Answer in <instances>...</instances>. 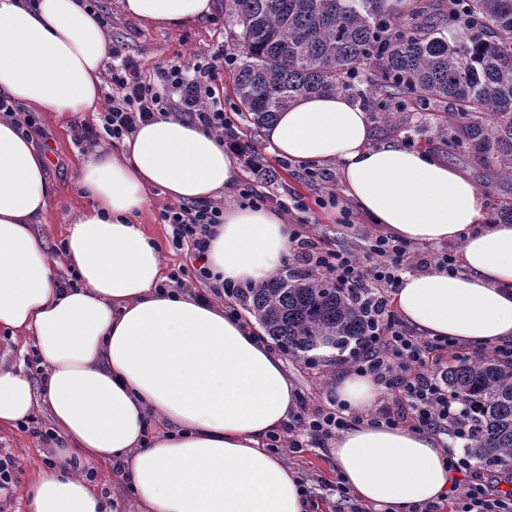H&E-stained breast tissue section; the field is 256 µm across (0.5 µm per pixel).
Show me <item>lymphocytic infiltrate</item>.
Masks as SVG:
<instances>
[{"mask_svg":"<svg viewBox=\"0 0 512 512\" xmlns=\"http://www.w3.org/2000/svg\"><path fill=\"white\" fill-rule=\"evenodd\" d=\"M108 55L112 85L108 107L97 113L94 121L75 126L77 143L93 148L104 137L122 139L139 124L168 112L209 131L223 130L224 106L216 100L211 86L218 64L215 58L174 60L149 71L126 53L121 42H113ZM160 217L171 226L174 244L190 259L189 266L181 267L177 285L183 288L210 279L205 264L206 239L212 228L224 221L223 203L167 205ZM292 252L306 271L328 276L336 287L357 294L367 310L368 328L359 346L361 356L351 370L355 375L372 377L386 396L366 419L334 401L314 410L301 407L292 419L300 438L275 436L270 447L294 451L306 440L321 447L364 420L386 427L406 424L418 432L457 439L469 435L468 425L458 421L459 410L444 379L430 369L443 350L455 347V340L414 335L391 306V295L399 288L400 274L408 263L407 242L378 235L360 257L297 232L292 237ZM446 456L453 473L449 490L452 512H512L511 472L486 476L484 468L467 452L453 447L447 448Z\"/></svg>","mask_w":512,"mask_h":512,"instance_id":"obj_1","label":"lymphocytic infiltrate"}]
</instances>
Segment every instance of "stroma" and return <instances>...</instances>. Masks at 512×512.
<instances>
[{"instance_id":"1","label":"stroma","mask_w":512,"mask_h":512,"mask_svg":"<svg viewBox=\"0 0 512 512\" xmlns=\"http://www.w3.org/2000/svg\"><path fill=\"white\" fill-rule=\"evenodd\" d=\"M97 5L112 39L122 42L127 51L148 68L166 64L179 55L189 58L234 50L233 34L236 27L225 9L224 0H217L210 18L176 27L153 26L133 19L121 11L118 0H98ZM234 73L232 67H221L213 83L217 96L224 103L229 122L228 129L224 131V141L229 144L238 137H251L264 164L263 171L259 173L242 168V183L253 184L257 190L266 193L268 206L274 208L285 200L287 194L301 195L311 205L307 214L308 222L300 227L302 233L319 236L330 245L363 254L367 247L365 236L376 232V224L364 214L359 215L356 224L343 223L341 210L351 204L350 199L344 196L335 206L322 208L315 204L316 198L330 189L329 183L321 179V172L328 171L332 176H339L338 162L316 165L317 177L313 180L308 178L306 168L282 166L263 134L248 135V123L236 109L237 100L232 91ZM37 118L46 134L38 146L48 156V179L52 185L47 221L39 225L38 230L46 246L56 247L64 239L68 217L86 204L74 180L81 159L87 155L86 149L78 145L73 137V126L80 123L82 117L78 114L41 112ZM370 118L374 144L393 141L409 149L430 152L468 174L475 184H482V173L471 158L449 153L447 146L442 145L440 124L431 112L417 113L409 125L401 127L383 123L375 112L371 113ZM166 203L167 199L161 192H153L151 208L144 216V228L160 242L167 270L173 273L184 265L185 253L173 245L172 229L163 224L159 217ZM353 361L354 352L349 348L339 351L330 360L311 352L303 358L288 356L284 359L288 374L299 392L317 405L325 404L327 396L333 395L337 375L349 369ZM0 451L11 454L15 461L18 485L12 491L10 510L25 512L24 491L37 471L44 468L47 447L30 430L0 428ZM281 456L289 468L306 478L313 504L312 512H336L338 476L328 449L307 445L298 453L282 450Z\"/></svg>"}]
</instances>
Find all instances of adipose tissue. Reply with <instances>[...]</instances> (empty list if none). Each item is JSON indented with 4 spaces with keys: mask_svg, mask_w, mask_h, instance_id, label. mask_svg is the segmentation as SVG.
I'll list each match as a JSON object with an SVG mask.
<instances>
[{
    "mask_svg": "<svg viewBox=\"0 0 512 512\" xmlns=\"http://www.w3.org/2000/svg\"><path fill=\"white\" fill-rule=\"evenodd\" d=\"M157 26L211 17L214 0H121ZM108 37L84 0H0V93L26 112H98ZM295 166L335 160L341 188L388 235L415 244H462L455 272L402 274L393 303L427 336L488 348L512 342V224L491 222L486 195L455 166L390 142L340 94L297 100L265 130ZM47 159L0 118V329L33 349L34 386L0 362V427L44 413L61 447L109 461L139 512H310L301 480L264 443L297 410L284 364L223 304L164 287L162 250L142 217L157 190L175 201L230 195L240 163L223 137L158 117L100 147L75 173L87 198L68 221L62 262L35 225L45 223ZM293 228L281 212L232 205L209 240L212 275L259 285L281 268ZM73 287L59 288V264ZM336 470L365 504L407 512L440 500L451 481L445 452L404 426L358 425L329 443ZM27 512H107L78 473L38 471Z\"/></svg>",
    "mask_w": 512,
    "mask_h": 512,
    "instance_id": "adipose-tissue-1",
    "label": "adipose tissue"
}]
</instances>
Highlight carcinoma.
I'll return each instance as SVG.
<instances>
[{"label":"carcinoma","instance_id":"cac0c4a2","mask_svg":"<svg viewBox=\"0 0 512 512\" xmlns=\"http://www.w3.org/2000/svg\"><path fill=\"white\" fill-rule=\"evenodd\" d=\"M226 0L241 56L234 92L254 129L297 99L354 91L386 122L433 109L443 143L467 149L487 184L512 185V0ZM459 35L448 41L445 31ZM245 302L284 354L344 349L366 330L358 298L302 271L246 289ZM472 425L466 449L484 467L512 465V361L485 355L440 368Z\"/></svg>","mask_w":512,"mask_h":512}]
</instances>
